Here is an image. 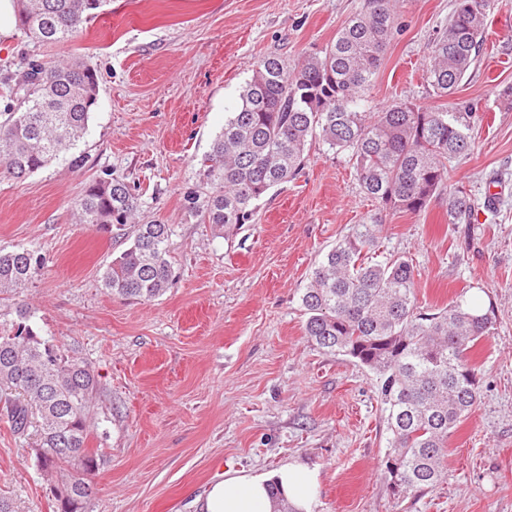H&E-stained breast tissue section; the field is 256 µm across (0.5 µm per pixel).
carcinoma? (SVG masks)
<instances>
[{"instance_id": "obj_1", "label": "carcinoma", "mask_w": 512, "mask_h": 512, "mask_svg": "<svg viewBox=\"0 0 512 512\" xmlns=\"http://www.w3.org/2000/svg\"><path fill=\"white\" fill-rule=\"evenodd\" d=\"M107 0H16V28L41 44L65 43L99 17ZM495 0H455L448 25L433 39L426 81L451 97L482 51ZM405 0H363L361 10L322 51L294 64L262 58L239 93L200 167L209 193L191 190L185 208L219 233L255 223L259 202L296 179L308 146L343 154L379 211L336 243L315 265L300 295L306 336L319 349L373 371L391 434L386 471L400 495L440 481L448 438L479 397L475 344L494 334L493 305L457 299L427 310L414 293L417 273L405 256L372 262L385 212L419 214L450 182L453 162L472 151L473 109L395 102L362 109L382 56L403 31ZM16 105L0 121V177L20 182L73 149L87 133L98 76L80 57L34 61L15 78ZM139 207L117 178L88 184L77 201L80 222L121 234ZM475 200L448 188V223L469 224ZM169 224H137L130 246L112 259L102 285L112 295L150 301L174 280ZM45 264L36 246L0 249V295H15ZM97 384L92 367L43 339L27 307L0 330V392L10 428L33 436L39 469L57 512H87L98 450L88 447Z\"/></svg>"}]
</instances>
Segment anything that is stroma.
I'll use <instances>...</instances> for the list:
<instances>
[{"label": "stroma", "instance_id": "1", "mask_svg": "<svg viewBox=\"0 0 512 512\" xmlns=\"http://www.w3.org/2000/svg\"><path fill=\"white\" fill-rule=\"evenodd\" d=\"M362 3L110 0L67 44L15 30L0 37V110L9 78L31 61L78 55L98 75L78 145L24 181L0 178V247L34 245L46 256L19 294L0 297V322L26 304L43 338L97 374L89 445L101 456L88 512H200L197 498L226 470L269 473L288 462L317 469L315 512H512V0H497L479 61L450 99L425 70L455 0H407V28L365 102L371 112L400 101L477 105L485 119L453 181L480 201L500 193L470 224L449 223L442 191L420 215L391 212L382 226L380 252L412 259L421 305L477 295L498 316L471 353L480 396L450 436L432 490L394 495L375 374L304 331L299 296L315 262L378 210L346 157L313 142L302 173L237 231L216 234L184 207L186 191L206 193L200 161L257 62L326 48ZM108 176L138 195L136 223L173 229L177 277L158 299L124 300L102 286L128 242L80 223L75 203ZM0 493L24 512L55 510L30 438L1 419Z\"/></svg>", "mask_w": 512, "mask_h": 512}]
</instances>
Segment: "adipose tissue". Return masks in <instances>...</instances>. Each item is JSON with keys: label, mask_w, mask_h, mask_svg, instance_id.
<instances>
[{"label": "adipose tissue", "mask_w": 512, "mask_h": 512, "mask_svg": "<svg viewBox=\"0 0 512 512\" xmlns=\"http://www.w3.org/2000/svg\"><path fill=\"white\" fill-rule=\"evenodd\" d=\"M277 484L295 512H314L319 493L317 470L288 463L269 474L225 472L204 493L203 512H272L270 484Z\"/></svg>", "instance_id": "1"}]
</instances>
